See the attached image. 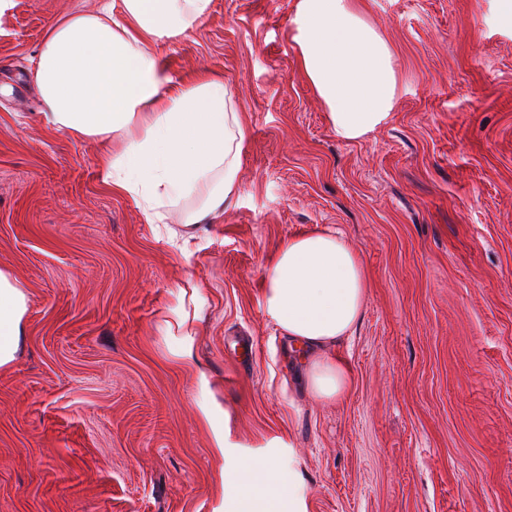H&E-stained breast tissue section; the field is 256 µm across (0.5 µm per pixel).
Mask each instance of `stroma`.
I'll list each match as a JSON object with an SVG mask.
<instances>
[{"instance_id": "obj_1", "label": "stroma", "mask_w": 512, "mask_h": 512, "mask_svg": "<svg viewBox=\"0 0 512 512\" xmlns=\"http://www.w3.org/2000/svg\"><path fill=\"white\" fill-rule=\"evenodd\" d=\"M98 0L0 14V269L26 290L0 372V512H220L198 371L244 455L290 443L307 512H512V29L495 0H361L394 49L388 123L340 141L299 71L294 0H213L159 54L244 112L234 205L178 249L52 129L32 79L48 25ZM344 234L369 288L340 348L349 394L312 397L266 319L288 236ZM198 291L197 367L159 322Z\"/></svg>"}]
</instances>
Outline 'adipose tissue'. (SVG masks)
I'll use <instances>...</instances> for the list:
<instances>
[{
  "label": "adipose tissue",
  "mask_w": 512,
  "mask_h": 512,
  "mask_svg": "<svg viewBox=\"0 0 512 512\" xmlns=\"http://www.w3.org/2000/svg\"><path fill=\"white\" fill-rule=\"evenodd\" d=\"M212 0H103L48 27L34 80L44 116L78 140L107 142L103 182L131 197L147 221L180 212L186 237L224 213L241 188L248 125L223 80L207 73L174 81L157 53L165 39L195 31ZM291 39L299 69L326 111L337 138L357 143L390 118L399 94L394 53L356 0H295ZM369 282L358 252L340 233L317 227L283 240L261 282L266 318L299 348L308 391L338 400L350 369L338 347L352 336ZM28 296L0 270V370L16 359ZM200 305L178 304L160 329L174 359L196 363ZM213 431L221 488L229 512H307L296 470L273 454L235 463L230 430L209 403L197 406Z\"/></svg>",
  "instance_id": "1"
}]
</instances>
